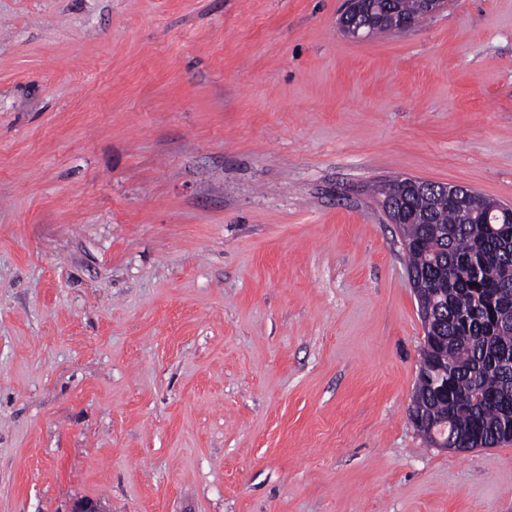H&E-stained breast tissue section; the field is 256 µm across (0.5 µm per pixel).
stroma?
Returning a JSON list of instances; mask_svg holds the SVG:
<instances>
[{
  "instance_id": "35a3bbf8",
  "label": "stroma",
  "mask_w": 512,
  "mask_h": 512,
  "mask_svg": "<svg viewBox=\"0 0 512 512\" xmlns=\"http://www.w3.org/2000/svg\"><path fill=\"white\" fill-rule=\"evenodd\" d=\"M343 3L0 0V512H512L379 192L512 204V0ZM375 1L370 5L373 6V15L380 16V14L388 13L391 10H395L399 15H393L392 17H388V20L391 22L392 32H400L406 31L413 27L412 22L417 25L419 22L426 19L428 16H425L420 8L419 0H391L392 3H388L390 0H372ZM391 15L394 14V11L389 12ZM403 16V17H402ZM408 19H405V18Z\"/></svg>"
}]
</instances>
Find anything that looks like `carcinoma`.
I'll return each mask as SVG.
<instances>
[{"label":"carcinoma","mask_w":512,"mask_h":512,"mask_svg":"<svg viewBox=\"0 0 512 512\" xmlns=\"http://www.w3.org/2000/svg\"><path fill=\"white\" fill-rule=\"evenodd\" d=\"M373 15L391 10L413 24L426 19L419 0H375ZM387 214L402 225L411 273L426 307L436 295L435 335L424 337L430 389L414 390L416 429L435 444L490 448L512 435V222L486 224L494 201L474 191L448 197L440 183L423 193L396 179L382 190Z\"/></svg>","instance_id":"cac0c4a2"}]
</instances>
